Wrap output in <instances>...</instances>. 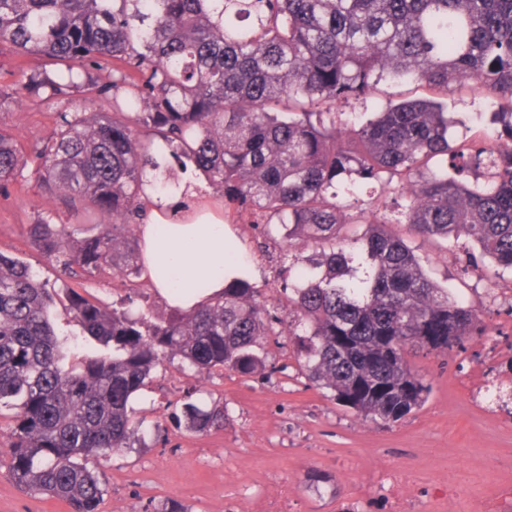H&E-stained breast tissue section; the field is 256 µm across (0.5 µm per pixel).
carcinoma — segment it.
<instances>
[{"label": "carcinoma", "mask_w": 512, "mask_h": 512, "mask_svg": "<svg viewBox=\"0 0 512 512\" xmlns=\"http://www.w3.org/2000/svg\"><path fill=\"white\" fill-rule=\"evenodd\" d=\"M0 55H38L42 70L0 81V112L21 91L57 108L34 150L31 177L66 204L69 223L28 225L31 245L68 273L142 267L134 226L150 197L182 171L224 198V215L278 232L298 267L272 304L248 279L190 311L133 314L127 297L104 307L64 289L75 331L51 319L54 295L32 267L0 253V410L11 411L4 460L21 488L98 512L103 475L90 468L144 433L134 396L164 363L199 374L263 373L268 344L293 337L303 374L364 418L396 423L427 401L411 353L467 351L486 325L421 266L391 229L462 239L475 273L512 271V0H0ZM386 82L448 95L471 84L501 99L494 146L453 149L443 103L413 99L343 119L336 104L364 101ZM112 100V111L94 103ZM28 159L0 132V181ZM492 168L469 182L471 168ZM399 185L407 204L388 213L363 185ZM71 224L99 231L81 240ZM348 224H366L350 236ZM311 253L293 251L296 242ZM183 397L179 420L207 434L225 407Z\"/></svg>", "instance_id": "1"}]
</instances>
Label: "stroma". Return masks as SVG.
Masks as SVG:
<instances>
[{
  "label": "stroma",
  "instance_id": "1",
  "mask_svg": "<svg viewBox=\"0 0 512 512\" xmlns=\"http://www.w3.org/2000/svg\"><path fill=\"white\" fill-rule=\"evenodd\" d=\"M448 110L457 119L459 138L494 133L491 97L467 86L448 91ZM56 121L53 109L39 97L26 98L23 111L0 112V131L13 134L26 149L39 145ZM62 222L65 206L45 197L21 174L0 185V253L34 266L50 289L86 288L102 304L118 300L126 289H139L136 308L164 309V301L144 277L126 281L103 273L88 277L66 274L35 250L26 234L40 217ZM412 245L427 273L477 309L488 335L468 342V357L483 355L492 339L512 330L505 310L512 303V273H464L459 244L416 237ZM273 372L246 376L228 371L194 378L180 364L156 369L152 384L133 402L147 424L166 430V441L97 460L107 491L99 512H144L148 503L174 500L186 512H257L264 499L287 488L288 512H385L386 491L362 496L363 486L387 465L407 475L405 494L425 493L449 480V512H502L493 494L505 489L501 457L512 456V421L493 420L473 407L463 389L459 361L433 355L411 356L415 371L432 385L425 405L406 419L382 425L341 406L325 390L312 385L294 357L289 336L270 344ZM198 386L199 404L224 403L222 429L189 433L174 417L175 404L187 387ZM0 512H71L61 500L23 490L0 466Z\"/></svg>",
  "mask_w": 512,
  "mask_h": 512
}]
</instances>
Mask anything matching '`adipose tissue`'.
<instances>
[{
	"label": "adipose tissue",
	"instance_id": "adipose-tissue-1",
	"mask_svg": "<svg viewBox=\"0 0 512 512\" xmlns=\"http://www.w3.org/2000/svg\"><path fill=\"white\" fill-rule=\"evenodd\" d=\"M159 224L172 225L171 235L157 237ZM140 245L145 279L168 305L186 310L201 307L208 295L222 293L228 281L256 273L255 268L230 262L240 243L225 227L223 211L208 204L181 215L172 208L152 209L140 227ZM190 268L207 281L208 294L195 292L185 277Z\"/></svg>",
	"mask_w": 512,
	"mask_h": 512
}]
</instances>
